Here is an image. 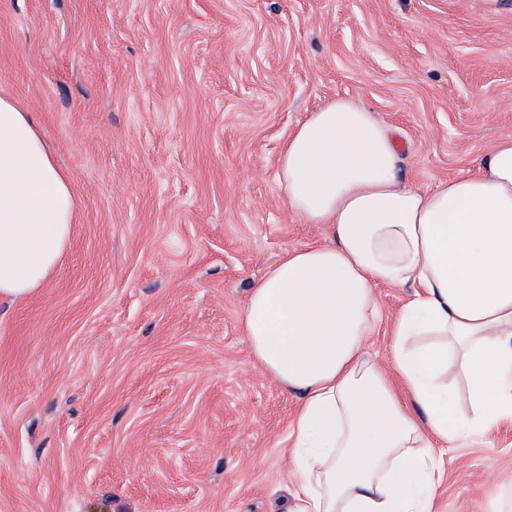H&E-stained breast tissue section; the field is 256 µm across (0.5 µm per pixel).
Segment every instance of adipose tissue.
Here are the masks:
<instances>
[{"label": "adipose tissue", "instance_id": "ef3b65f1", "mask_svg": "<svg viewBox=\"0 0 512 512\" xmlns=\"http://www.w3.org/2000/svg\"><path fill=\"white\" fill-rule=\"evenodd\" d=\"M277 178L326 236L268 267L241 314L256 365L300 399L286 512H434L436 449L512 422V135L423 190L386 125L339 97L297 125ZM76 208L32 114L0 97V298L48 281ZM381 286L413 291L387 367L366 349Z\"/></svg>", "mask_w": 512, "mask_h": 512}]
</instances>
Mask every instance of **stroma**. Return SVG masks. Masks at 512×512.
I'll use <instances>...</instances> for the list:
<instances>
[{
    "label": "stroma",
    "mask_w": 512,
    "mask_h": 512,
    "mask_svg": "<svg viewBox=\"0 0 512 512\" xmlns=\"http://www.w3.org/2000/svg\"><path fill=\"white\" fill-rule=\"evenodd\" d=\"M0 96L79 200L49 281L0 300V512H283L298 396L240 315L324 234L278 157L346 97L392 130L407 181L474 172L512 134V0H0ZM378 296L385 364L411 291ZM437 455L435 512H484L512 426Z\"/></svg>",
    "instance_id": "obj_1"
}]
</instances>
